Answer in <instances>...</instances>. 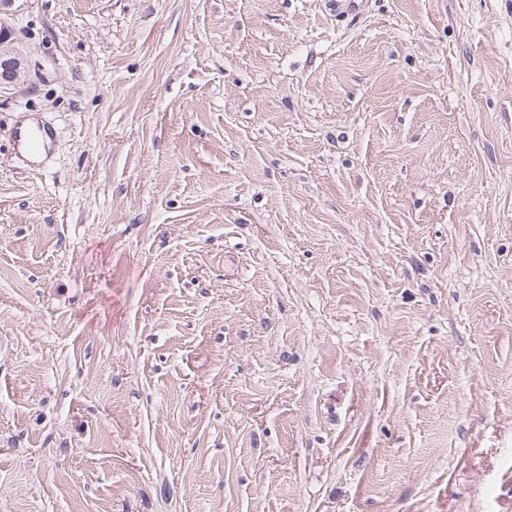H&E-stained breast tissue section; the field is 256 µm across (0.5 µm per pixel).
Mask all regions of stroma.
<instances>
[{
  "instance_id": "stroma-1",
  "label": "stroma",
  "mask_w": 512,
  "mask_h": 512,
  "mask_svg": "<svg viewBox=\"0 0 512 512\" xmlns=\"http://www.w3.org/2000/svg\"><path fill=\"white\" fill-rule=\"evenodd\" d=\"M0 18V512H512V0ZM13 50L11 33L0 18V94L20 82L24 83L27 76L20 58ZM15 140L20 150L31 158H39L44 155L52 142V134L48 129H33L27 124L21 123L15 129Z\"/></svg>"
}]
</instances>
